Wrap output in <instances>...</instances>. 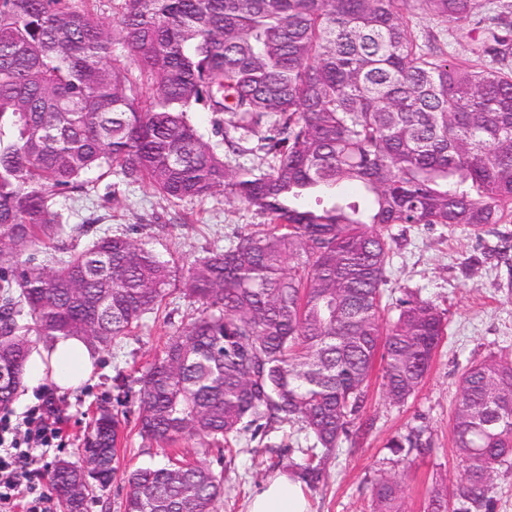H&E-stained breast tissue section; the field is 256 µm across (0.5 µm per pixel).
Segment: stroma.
Returning <instances> with one entry per match:
<instances>
[{"label":"stroma","instance_id":"stroma-1","mask_svg":"<svg viewBox=\"0 0 512 512\" xmlns=\"http://www.w3.org/2000/svg\"><path fill=\"white\" fill-rule=\"evenodd\" d=\"M56 203L69 224L87 223L90 235L123 232L148 244L162 258L179 256L184 265L204 256L210 247L229 245L261 228L260 216L225 196L172 203L149 185L129 186L116 175L103 179L92 196H60ZM389 233L396 242L385 286L388 300L401 298L407 288L418 291L421 298L446 309L448 333L423 384L405 404H391L379 378H372L362 415L365 429L342 441L336 458L327 465L324 482L310 491L313 512H371L373 485L389 475L402 485L407 512H424L433 486H459L463 471L450 437L459 378L470 361L504 349L512 352V257L502 259L494 252L503 238L512 239V223L480 231L442 224L396 225ZM193 310L188 300L172 296L167 318L147 321L120 346L103 352L99 367L82 389L62 394L48 385L39 388V395L54 397L66 419L63 445L40 458V465L74 457L98 406L116 405L128 419L136 418V394L119 405L113 400L117 378L133 384ZM413 426L423 427L431 448L397 461L386 443ZM295 432V427L281 424L267 437L239 442L235 452L224 457L205 452L202 440L187 442L190 459L224 475L218 512H246L249 498L273 474V462L291 456L288 437Z\"/></svg>","mask_w":512,"mask_h":512}]
</instances>
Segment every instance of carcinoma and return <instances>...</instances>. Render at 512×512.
<instances>
[{
    "label": "carcinoma",
    "mask_w": 512,
    "mask_h": 512,
    "mask_svg": "<svg viewBox=\"0 0 512 512\" xmlns=\"http://www.w3.org/2000/svg\"><path fill=\"white\" fill-rule=\"evenodd\" d=\"M0 0V408L35 336L103 352L174 291L197 316L137 378L134 427L178 453L296 425L311 444L277 465L314 489L356 426L375 365L393 404L424 381L448 318L408 291L383 326L394 225L480 229L512 217L508 44L448 58L418 11L481 25L490 0ZM214 115L211 143L189 114ZM252 155L259 163L237 158ZM116 172L168 200L225 194L266 229L179 272L124 233L83 248L54 198ZM56 253L39 259L36 247ZM28 322H23V319ZM128 418L100 408L80 452L49 478L60 512H88L118 473ZM450 434L464 482L427 512H492L512 459V353L471 363ZM411 428L393 452L427 447ZM124 512H216L223 473L173 456L125 473ZM372 512H405L383 477Z\"/></svg>",
    "instance_id": "1"
}]
</instances>
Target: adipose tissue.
Wrapping results in <instances>:
<instances>
[{"label":"adipose tissue","instance_id":"adipose-tissue-1","mask_svg":"<svg viewBox=\"0 0 512 512\" xmlns=\"http://www.w3.org/2000/svg\"><path fill=\"white\" fill-rule=\"evenodd\" d=\"M94 372L88 345L77 338L59 339L48 359L32 354L26 369L29 388L51 384L58 391H75L85 385ZM247 512H311L301 480L275 474L268 477L251 497Z\"/></svg>","mask_w":512,"mask_h":512}]
</instances>
